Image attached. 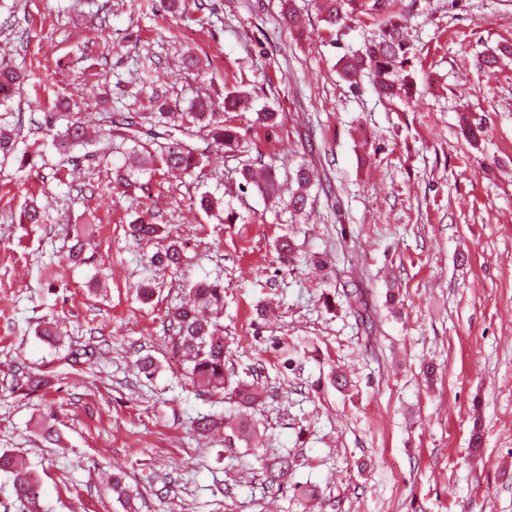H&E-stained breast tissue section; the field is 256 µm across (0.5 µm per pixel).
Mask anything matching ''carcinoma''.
I'll list each match as a JSON object with an SVG mask.
<instances>
[{
	"label": "carcinoma",
	"mask_w": 512,
	"mask_h": 512,
	"mask_svg": "<svg viewBox=\"0 0 512 512\" xmlns=\"http://www.w3.org/2000/svg\"><path fill=\"white\" fill-rule=\"evenodd\" d=\"M349 0H319V10L322 21L329 27H335L346 21V5ZM384 0H374L371 5L373 15L381 26L382 36L378 41L365 45L362 52L346 60L342 66V76L351 83H357V77L363 72H369L374 81L377 93L383 97L393 98L398 95L408 81L400 65L399 52L403 49V39L400 27L393 23L385 12ZM25 74L14 69L0 68V101L5 100L23 83ZM242 101V95L230 94L224 98V109L209 113L207 138L217 150H232L241 140V128L232 124L231 113L237 111ZM118 120L114 126L130 134V140L139 142L137 116L130 112L117 113ZM65 121L62 127L59 121ZM35 130L52 142L66 144L70 147L86 146L87 125L80 110L52 114L40 123L30 120ZM462 135L472 145L483 140L486 128L481 122H474L469 117H462ZM21 128L0 126V157L6 159L13 155L20 139ZM135 161L142 170H150L161 166L168 170H179L186 174L203 164V155L185 144L168 146L158 154H153L145 148L133 150ZM241 175L246 184L256 186L268 199H274L288 209L293 215L303 213L310 199V171L301 164L294 171L291 182L294 187L283 190L282 185L271 171L255 175L247 167L242 168ZM131 235L139 240L151 242L163 236L165 227L155 224L146 217H140L129 225ZM150 264L160 271H175L181 269L183 251L176 242L156 252L149 258ZM189 300L170 311V326H172V349L188 363V379L199 391L217 395L225 391L226 375L224 373V325L221 314L224 309V286L218 282L207 280L195 281L187 285ZM236 403L244 408H253L261 402L262 394L252 383L244 381L234 387ZM229 428L248 438L253 437L245 419L235 420L231 417L211 414L197 420L193 430L208 432ZM295 467L290 457H275L270 459L265 469L270 473V482H281ZM0 471L14 474L13 489L16 499L28 506L36 505L40 484L33 478L32 472L26 470L12 454L0 453Z\"/></svg>",
	"instance_id": "obj_1"
}]
</instances>
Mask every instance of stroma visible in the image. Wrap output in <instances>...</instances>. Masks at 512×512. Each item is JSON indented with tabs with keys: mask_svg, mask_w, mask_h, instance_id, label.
I'll return each instance as SVG.
<instances>
[{
	"mask_svg": "<svg viewBox=\"0 0 512 512\" xmlns=\"http://www.w3.org/2000/svg\"><path fill=\"white\" fill-rule=\"evenodd\" d=\"M291 5L298 39L282 0H0V66L28 76L0 123L63 111L68 97L95 130L73 163L25 126L27 161L0 164V452L38 475L35 512H306L299 483L318 487L321 512H512V0H387L410 76L390 99L369 77L341 75L380 36L370 15L330 29L316 0ZM187 52L200 60L189 71ZM147 59L151 87L137 79ZM233 92L251 105L234 115L245 129L236 150L210 152L190 175L155 168L113 186L132 144L112 113H140L150 151L202 149L205 114L184 129L158 113ZM264 108L276 126L256 123ZM465 115L486 122L479 145L461 134ZM302 163L318 173L304 217L241 184L243 166L283 179ZM205 192L223 210L200 209ZM31 202L47 223H20ZM146 211L183 247L181 271L149 266L165 241L131 236ZM76 224L88 227L80 264L66 259ZM285 234L287 264L275 250ZM204 278L224 285L226 374H261L248 441L190 429L233 411L197 395L170 352L168 311ZM144 282L157 288L149 303L134 291ZM355 287L361 314L346 302ZM44 320L57 344L36 336ZM73 348L91 361L72 363ZM285 349L297 369L282 368ZM144 358L153 375L139 372ZM335 367L348 392L330 384ZM30 373L47 386L23 388ZM50 409L49 443L38 422ZM277 454L296 467L275 488L263 460ZM114 471L131 506L106 483Z\"/></svg>",
	"mask_w": 512,
	"mask_h": 512,
	"instance_id": "stroma-1",
	"label": "stroma"
}]
</instances>
